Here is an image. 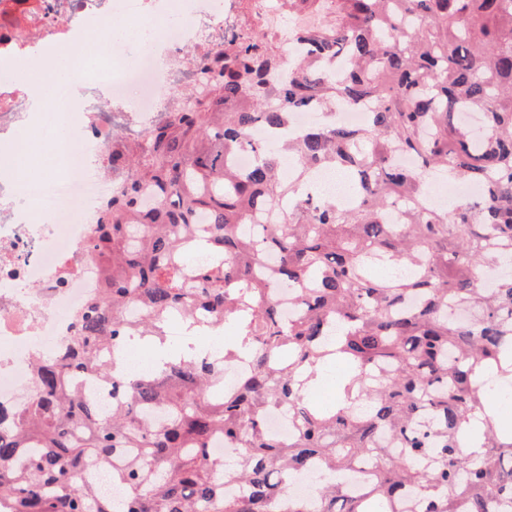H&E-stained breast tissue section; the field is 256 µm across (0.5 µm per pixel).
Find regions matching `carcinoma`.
Segmentation results:
<instances>
[{
	"instance_id": "obj_1",
	"label": "carcinoma",
	"mask_w": 512,
	"mask_h": 512,
	"mask_svg": "<svg viewBox=\"0 0 512 512\" xmlns=\"http://www.w3.org/2000/svg\"><path fill=\"white\" fill-rule=\"evenodd\" d=\"M280 9L309 56L288 62L279 32L245 30L146 144L112 150V170L135 176L100 205L88 243L100 295L64 358H36L33 394L0 429V502L12 512H311L290 481L314 464L347 475L363 460L365 492L321 484L318 512H501L512 500V423L472 429L499 401L475 371L512 351V272L488 273L512 259V0ZM338 103L367 109V123L286 135L291 111ZM468 111L482 113V133L461 122ZM257 127L267 140L252 139ZM243 150L252 161L240 172ZM285 153L290 178L279 174ZM325 167L353 178V205L317 193L310 175ZM435 170L480 184L481 196L434 205ZM193 253L206 260L191 268ZM279 284L295 288L286 322ZM192 308L214 330L236 325L224 353L249 370L233 391L211 395L219 366L201 355L124 385L106 413L71 387L118 367L98 348L164 341L175 320L196 326L181 315ZM331 360L348 384L320 406L303 376H325ZM283 408L288 438L266 427ZM217 435L235 459L211 455ZM122 451L135 458L111 468Z\"/></svg>"
}]
</instances>
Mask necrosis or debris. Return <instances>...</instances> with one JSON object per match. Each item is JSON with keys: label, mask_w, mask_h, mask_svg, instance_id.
Wrapping results in <instances>:
<instances>
[{"label": "necrosis or debris", "mask_w": 512, "mask_h": 512, "mask_svg": "<svg viewBox=\"0 0 512 512\" xmlns=\"http://www.w3.org/2000/svg\"><path fill=\"white\" fill-rule=\"evenodd\" d=\"M251 5L244 13L239 0H0V405L24 406L36 356L64 352L76 316L100 292L87 244L112 195L113 142L143 141L241 29L281 24L277 0ZM118 18L148 53L117 52ZM92 29L101 46L75 56L73 82H42L37 62ZM38 84L41 112L31 109ZM54 115L69 120V138L56 135ZM33 131L62 174L28 180Z\"/></svg>", "instance_id": "1"}]
</instances>
